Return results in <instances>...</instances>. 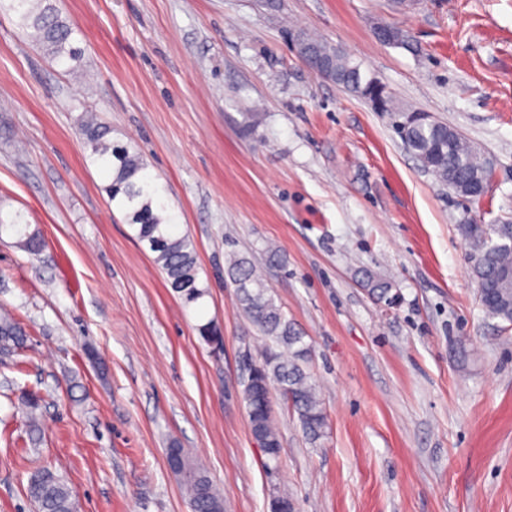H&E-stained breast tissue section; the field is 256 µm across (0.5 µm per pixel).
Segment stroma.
I'll use <instances>...</instances> for the list:
<instances>
[{
	"label": "stroma",
	"mask_w": 512,
	"mask_h": 512,
	"mask_svg": "<svg viewBox=\"0 0 512 512\" xmlns=\"http://www.w3.org/2000/svg\"><path fill=\"white\" fill-rule=\"evenodd\" d=\"M86 83L0 12V307L26 331L0 360V512H36L52 468L78 512H191L167 464L184 448L224 512H512V330L485 316L463 222L512 219V0H56ZM399 28L403 46L380 42ZM316 35L398 106L312 72ZM96 109L166 190L208 290L184 306L113 208L79 119ZM458 130L494 165L468 201L425 173L403 109ZM285 258L269 264L268 249ZM253 258L312 349L329 420L309 444L280 394L270 461L241 379L266 340L240 309L228 254ZM390 282L368 294L364 272ZM224 336L215 350L199 324ZM41 401L30 441L22 392Z\"/></svg>",
	"instance_id": "stroma-1"
}]
</instances>
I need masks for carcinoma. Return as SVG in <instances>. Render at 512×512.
<instances>
[{
	"label": "carcinoma",
	"mask_w": 512,
	"mask_h": 512,
	"mask_svg": "<svg viewBox=\"0 0 512 512\" xmlns=\"http://www.w3.org/2000/svg\"><path fill=\"white\" fill-rule=\"evenodd\" d=\"M0 11L13 15L32 42L57 63L65 66L80 60L82 51L73 44L72 27L54 0H0ZM300 41L332 60L330 77L336 84L371 99L370 81L362 78L359 66L307 34L300 35ZM80 133L91 147L89 162L111 178V201L124 212L136 239L154 254L168 286L184 304L198 303L207 290L198 282L195 244L174 232L176 216L168 211L161 189L146 173L142 155L131 146L113 144L111 126L93 113L82 120ZM401 139L423 169L439 182L463 197L477 200L474 190L486 181L488 173L483 158L458 131L426 112L408 110ZM8 229L19 235L20 244L30 252L38 253L45 246L40 235L22 231L18 221L6 224L0 220V231ZM460 231L470 243V271L478 285L482 310L487 317L512 325V221L481 227L462 224ZM226 273L237 288L242 311L270 341L260 355L257 383L243 386L242 395L253 433L264 437L269 457L277 460L281 442L271 418L272 401L260 406L253 395L260 384L278 389L297 414L308 441L315 444L326 437L328 416L316 380L306 367L310 346L296 323L275 303L251 259L230 256ZM364 283L376 298H385L390 291L388 283L368 273ZM25 337L10 314L0 313V353L16 352L24 345ZM168 452L175 460L174 472L182 480L192 512H224L223 496L194 459L182 448L172 447ZM28 494L38 512H77L70 487L48 468L31 478Z\"/></svg>",
	"instance_id": "cac0c4a2"
}]
</instances>
